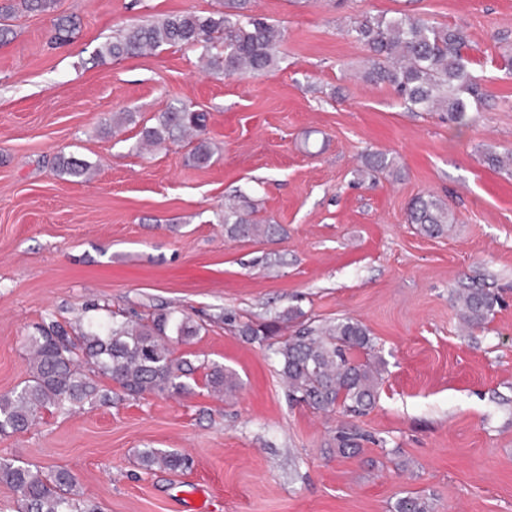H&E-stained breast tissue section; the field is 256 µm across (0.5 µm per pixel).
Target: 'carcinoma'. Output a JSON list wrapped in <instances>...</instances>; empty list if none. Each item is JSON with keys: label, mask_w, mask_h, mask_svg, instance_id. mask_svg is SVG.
<instances>
[{"label": "carcinoma", "mask_w": 512, "mask_h": 512, "mask_svg": "<svg viewBox=\"0 0 512 512\" xmlns=\"http://www.w3.org/2000/svg\"><path fill=\"white\" fill-rule=\"evenodd\" d=\"M250 0H225V11L202 16L195 12L169 15L147 25L133 26L103 44L100 56H134L162 45L202 48L206 72L220 76L257 77L271 71L277 61L281 30L249 13ZM56 0H0V41L11 29L7 21L23 13L48 12ZM76 30L69 16L57 18L51 41H68ZM346 34L367 51L365 82L387 84L404 97L415 112H446L448 120L466 124L468 113L478 109L481 97L471 79L472 59L463 31L432 23L418 15L371 17L350 22ZM205 115L188 108L163 112L154 126L140 131V143L159 147L187 132L201 134ZM210 145L201 139L190 151L197 165L210 163ZM482 161L489 168L512 174V150L488 151ZM394 159L384 153L368 155L361 174L376 177L394 168ZM55 170L71 177H84L92 165L73 155H60ZM254 206L247 196L224 204V233L231 239L274 240L276 224H257L251 218ZM455 217L448 203L426 194L413 198L408 222L429 237L448 231ZM460 321L469 329H481L501 307L499 296L488 288L464 286L453 292ZM202 325L173 310L156 317L137 316L116 320L112 315L89 319L70 332L50 321L30 337V371L21 388L0 396V436L28 430L41 414L85 402L107 404L112 390L100 378L112 380L129 395L168 393L189 395L196 386L197 367L174 357L172 344L186 343L200 334ZM374 338L366 325L350 318L321 326L300 325L278 342L274 354L288 385L291 401L315 410L335 409L345 416L364 415L376 404L383 384V361L374 354ZM206 385L214 392L231 393L237 382L224 365L207 366ZM336 447L343 455L359 451L360 436L348 427L336 431ZM142 467L169 470L187 467L185 456L169 450L146 448L139 453ZM0 483L17 494V512H98V507L76 497V477L68 469L43 472L12 459L0 458ZM395 512H431L421 496L397 500Z\"/></svg>", "instance_id": "carcinoma-1"}]
</instances>
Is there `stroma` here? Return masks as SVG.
Instances as JSON below:
<instances>
[{"mask_svg": "<svg viewBox=\"0 0 512 512\" xmlns=\"http://www.w3.org/2000/svg\"><path fill=\"white\" fill-rule=\"evenodd\" d=\"M223 9L58 0L0 43V395L27 378L36 324L85 320L97 305L119 317L184 310L207 329L175 357L224 364L240 383L223 399L202 385L183 397L112 388L109 404L48 411L0 437V456L71 470L100 512H393L406 495L432 512H512V176L481 161L512 150V0H252L284 32L278 67L259 78H214L180 46L96 55L130 26ZM400 13L466 32L484 101L465 126L361 79L351 18ZM60 14L81 28L52 45ZM182 106L208 115L209 166L187 164L183 140L139 142ZM373 151L398 175L360 181ZM61 154L92 163V178L56 172ZM240 190L286 237L225 236L224 202ZM427 192L452 206L447 235L407 221ZM464 283L503 297L486 328L458 321L451 293ZM287 308L370 329L385 371L368 414L289 401L274 335L240 332ZM343 423L362 436L358 454L334 448ZM146 448L189 467L145 470Z\"/></svg>", "mask_w": 512, "mask_h": 512, "instance_id": "stroma-1", "label": "stroma"}]
</instances>
